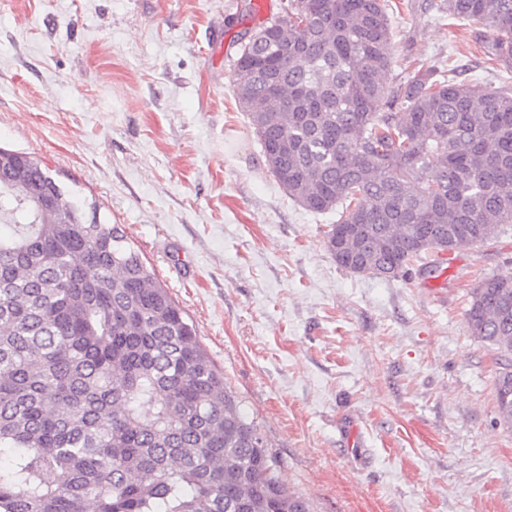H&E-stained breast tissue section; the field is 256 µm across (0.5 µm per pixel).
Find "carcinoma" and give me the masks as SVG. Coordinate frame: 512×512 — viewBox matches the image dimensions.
Segmentation results:
<instances>
[{
    "mask_svg": "<svg viewBox=\"0 0 512 512\" xmlns=\"http://www.w3.org/2000/svg\"><path fill=\"white\" fill-rule=\"evenodd\" d=\"M387 0H288L241 44L235 94L269 171L357 274L512 224V87L455 67L395 87ZM512 67V0H442ZM0 512H310L196 330L116 224L0 148ZM469 330L512 354V277L474 288ZM512 425V364L495 379Z\"/></svg>",
    "mask_w": 512,
    "mask_h": 512,
    "instance_id": "obj_1",
    "label": "carcinoma"
}]
</instances>
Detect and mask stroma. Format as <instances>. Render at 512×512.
Wrapping results in <instances>:
<instances>
[{"mask_svg": "<svg viewBox=\"0 0 512 512\" xmlns=\"http://www.w3.org/2000/svg\"><path fill=\"white\" fill-rule=\"evenodd\" d=\"M254 2L0 0V147L119 225L311 512H512L506 357L466 320L483 279L512 276V224L457 247L438 295L426 256L395 279L338 266L335 213L288 196L234 93L240 37L287 6ZM391 2L386 84L417 60L512 85L477 24ZM495 399L500 420L512 425V364L501 367L495 379Z\"/></svg>", "mask_w": 512, "mask_h": 512, "instance_id": "35a3bbf8", "label": "stroma"}]
</instances>
